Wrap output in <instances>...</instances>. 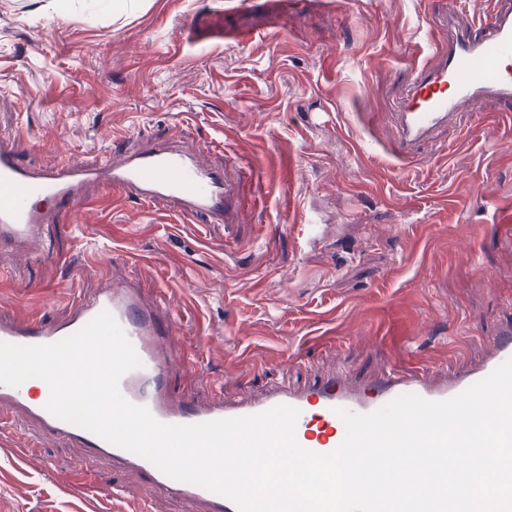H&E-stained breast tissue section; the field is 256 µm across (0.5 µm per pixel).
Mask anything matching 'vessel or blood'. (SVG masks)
I'll list each match as a JSON object with an SVG mask.
<instances>
[{"instance_id":"vessel-or-blood-1","label":"vessel or blood","mask_w":512,"mask_h":512,"mask_svg":"<svg viewBox=\"0 0 512 512\" xmlns=\"http://www.w3.org/2000/svg\"><path fill=\"white\" fill-rule=\"evenodd\" d=\"M412 72L396 114V152L404 160L414 159L436 128L451 118H462L464 106L493 100L512 112V0H494L489 8L481 0H448L428 34L427 52ZM15 143V135L0 133V249L27 247L47 259L39 241L48 214L80 203L82 190L90 182L144 205L173 200L182 215L210 223L223 220L234 203V193L221 174L203 165L197 154L170 142L148 149H115L95 164L70 160L41 168L24 165ZM104 311L123 329L140 360L139 367L119 382L127 401L146 407L166 424H196L291 405L301 411L295 428L297 443L317 454L334 451L345 436L337 408L366 414L408 393L447 400L512 358L511 330L494 339L486 359L450 379L414 365L384 370L377 381L362 388L332 377L304 389L282 383L261 396L233 401L217 394L201 405L177 399L169 386L174 364L163 342L176 321L173 303L146 301L128 284L107 286L89 296L77 293L61 321L35 319L21 324L0 318V342L51 344L78 332ZM0 406L25 412L40 435L78 444L89 456L123 466L135 488L165 491L181 499L189 512H238L229 498L174 480L143 457L58 419L46 410L44 401L35 400L14 383L0 382Z\"/></svg>"}]
</instances>
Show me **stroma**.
I'll list each match as a JSON object with an SVG mask.
<instances>
[{
	"mask_svg": "<svg viewBox=\"0 0 512 512\" xmlns=\"http://www.w3.org/2000/svg\"><path fill=\"white\" fill-rule=\"evenodd\" d=\"M434 0H0V132L32 167L114 141L202 148L236 197L226 223L84 188L51 259L0 252V315L63 319L73 289L170 298L174 394L260 395L412 363L456 371L512 324V122L498 103L397 158L389 121ZM255 32L239 44L240 29ZM0 425V512H107L127 471ZM33 460L20 470L11 448Z\"/></svg>",
	"mask_w": 512,
	"mask_h": 512,
	"instance_id": "1",
	"label": "stroma"
}]
</instances>
